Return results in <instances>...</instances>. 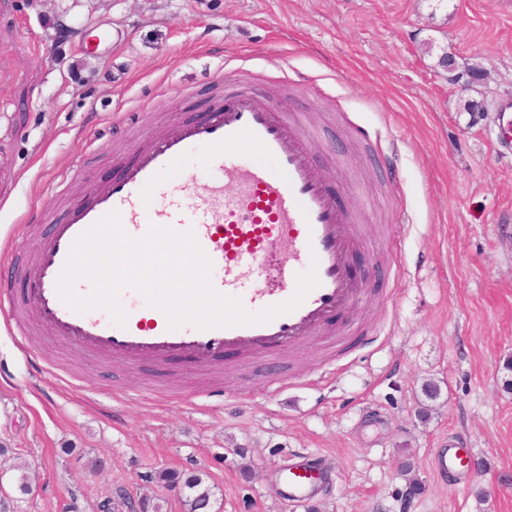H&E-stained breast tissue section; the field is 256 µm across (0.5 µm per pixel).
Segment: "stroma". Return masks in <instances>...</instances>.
<instances>
[{
	"instance_id": "obj_1",
	"label": "stroma",
	"mask_w": 512,
	"mask_h": 512,
	"mask_svg": "<svg viewBox=\"0 0 512 512\" xmlns=\"http://www.w3.org/2000/svg\"><path fill=\"white\" fill-rule=\"evenodd\" d=\"M233 70L310 116L314 161L364 208L350 274L365 332L332 355L320 336L245 367L228 354L218 375L20 342L0 315L10 512H109L119 495L181 512L163 469L200 472L217 512H512V155L495 120L512 100V0H0V275L63 202L202 118ZM356 123L381 149L356 146ZM451 439L474 466L448 486L430 459ZM299 452L329 470L302 502L278 483Z\"/></svg>"
}]
</instances>
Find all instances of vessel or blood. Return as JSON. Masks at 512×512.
Segmentation results:
<instances>
[{"label":"vessel or blood","mask_w":512,"mask_h":512,"mask_svg":"<svg viewBox=\"0 0 512 512\" xmlns=\"http://www.w3.org/2000/svg\"><path fill=\"white\" fill-rule=\"evenodd\" d=\"M497 116L499 145H512V102L500 103ZM309 136L301 116L278 111L250 87L228 85L223 103L205 119L175 123L138 151L119 180L91 187L85 200L67 204L49 239L14 270L26 285L23 296L0 286V310L7 311L18 336L41 331L91 357L129 365L164 367L180 359L216 371L225 353L250 360L297 350L324 335L366 297L347 273L363 226L360 211L343 210L329 189L307 150ZM246 145L253 159L243 155ZM201 148L205 180L191 176L177 187L163 181L164 171L183 167ZM228 181L236 185L230 194L224 191ZM113 211L135 238L153 226L193 232L212 262L214 288L239 298L248 311L289 300L298 275L309 269H316L320 284L293 311L252 325L172 330L164 313L150 306L127 307L122 326L76 313L60 300L57 279L75 239ZM465 454L454 444L441 449L433 460L437 476L460 474ZM319 479V468L304 457L280 474L293 500L305 498Z\"/></svg>","instance_id":"b4317fda"}]
</instances>
